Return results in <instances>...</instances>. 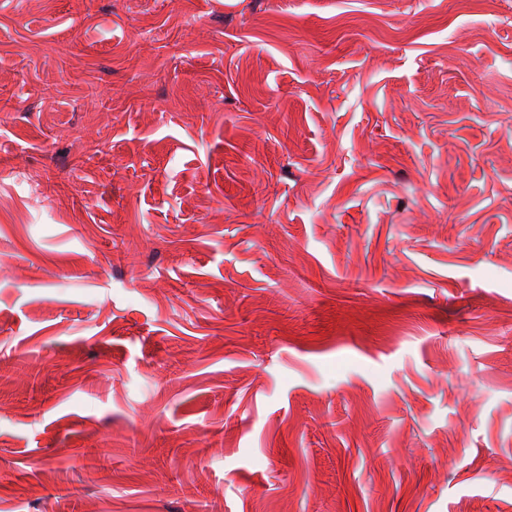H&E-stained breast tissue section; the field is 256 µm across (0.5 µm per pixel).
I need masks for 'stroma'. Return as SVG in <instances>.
<instances>
[{"label": "stroma", "instance_id": "obj_1", "mask_svg": "<svg viewBox=\"0 0 512 512\" xmlns=\"http://www.w3.org/2000/svg\"><path fill=\"white\" fill-rule=\"evenodd\" d=\"M0 512H512V0H0Z\"/></svg>", "mask_w": 512, "mask_h": 512}]
</instances>
